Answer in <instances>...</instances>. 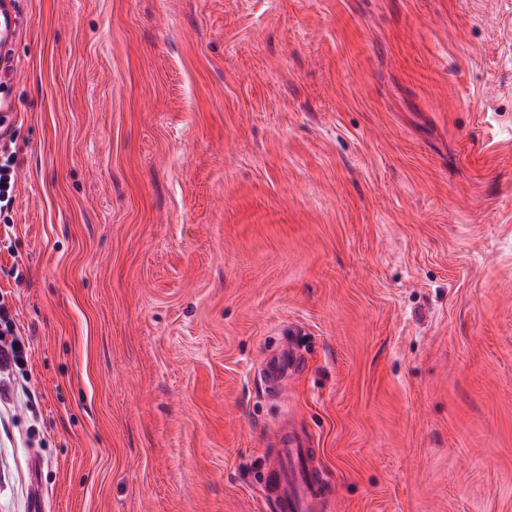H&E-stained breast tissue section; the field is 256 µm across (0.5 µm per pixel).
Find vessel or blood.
I'll use <instances>...</instances> for the list:
<instances>
[{
    "mask_svg": "<svg viewBox=\"0 0 512 512\" xmlns=\"http://www.w3.org/2000/svg\"><path fill=\"white\" fill-rule=\"evenodd\" d=\"M16 35L12 0H0V51ZM301 360L290 347L268 357L262 368L264 385L279 388L289 375L298 372ZM270 458L258 482L276 512H323L327 489L321 476L319 450L313 437L279 417L272 425Z\"/></svg>",
    "mask_w": 512,
    "mask_h": 512,
    "instance_id": "vessel-or-blood-1",
    "label": "vessel or blood"
}]
</instances>
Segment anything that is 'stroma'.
<instances>
[{"label":"stroma","instance_id":"stroma-1","mask_svg":"<svg viewBox=\"0 0 512 512\" xmlns=\"http://www.w3.org/2000/svg\"><path fill=\"white\" fill-rule=\"evenodd\" d=\"M14 2L0 512H512V0ZM0 371L19 367L26 361L25 345L17 338L7 341L3 336H17L8 309L0 304ZM301 360L288 346H283L276 354L268 357L262 368L264 385L277 389L288 376L300 370ZM271 459L258 482L276 512H320L327 500L319 449L313 437L288 425V413L273 422Z\"/></svg>","mask_w":512,"mask_h":512}]
</instances>
